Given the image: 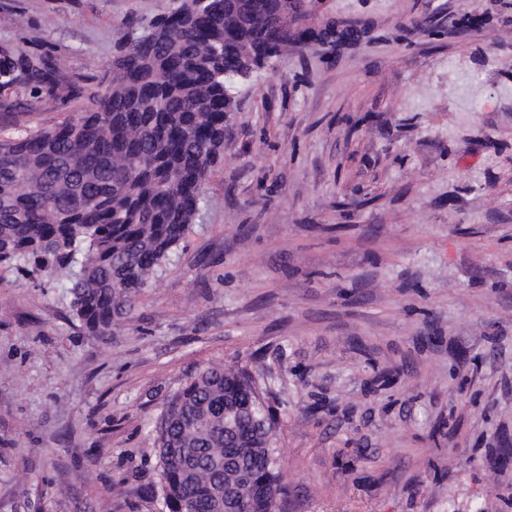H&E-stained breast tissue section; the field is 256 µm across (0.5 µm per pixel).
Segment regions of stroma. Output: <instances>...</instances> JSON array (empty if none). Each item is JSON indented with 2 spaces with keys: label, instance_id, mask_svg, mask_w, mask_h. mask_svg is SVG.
<instances>
[{
  "label": "stroma",
  "instance_id": "1",
  "mask_svg": "<svg viewBox=\"0 0 512 512\" xmlns=\"http://www.w3.org/2000/svg\"><path fill=\"white\" fill-rule=\"evenodd\" d=\"M172 0H0L78 115ZM369 38L284 53L238 97L207 203L133 317L87 335L0 265V512H161L151 430L187 375L248 369L282 512H512V0H326Z\"/></svg>",
  "mask_w": 512,
  "mask_h": 512
}]
</instances>
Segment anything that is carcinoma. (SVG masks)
<instances>
[{"instance_id": "cac0c4a2", "label": "carcinoma", "mask_w": 512, "mask_h": 512, "mask_svg": "<svg viewBox=\"0 0 512 512\" xmlns=\"http://www.w3.org/2000/svg\"><path fill=\"white\" fill-rule=\"evenodd\" d=\"M311 0H174L125 33L112 79L83 115L0 139V264L66 290L93 336L131 319L169 264L224 156V117L242 85L290 48ZM47 55L0 46V90L56 94ZM168 512H218L226 483L284 494L277 421L252 376L211 366L185 379L152 429Z\"/></svg>"}]
</instances>
